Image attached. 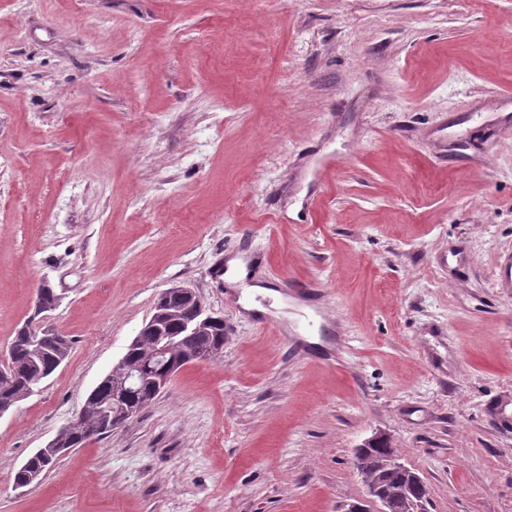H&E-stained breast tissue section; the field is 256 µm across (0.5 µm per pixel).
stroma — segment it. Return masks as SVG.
Returning a JSON list of instances; mask_svg holds the SVG:
<instances>
[{
  "instance_id": "35a3bbf8",
  "label": "stroma",
  "mask_w": 512,
  "mask_h": 512,
  "mask_svg": "<svg viewBox=\"0 0 512 512\" xmlns=\"http://www.w3.org/2000/svg\"><path fill=\"white\" fill-rule=\"evenodd\" d=\"M506 257L512 0H0V356L72 341L0 512H347L376 434L426 512H512ZM175 285L223 356L16 489Z\"/></svg>"
}]
</instances>
